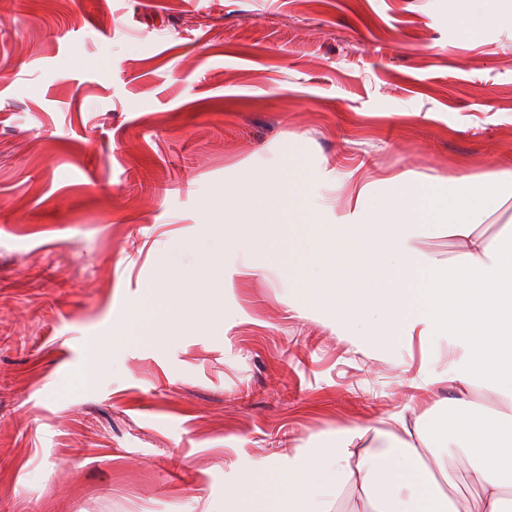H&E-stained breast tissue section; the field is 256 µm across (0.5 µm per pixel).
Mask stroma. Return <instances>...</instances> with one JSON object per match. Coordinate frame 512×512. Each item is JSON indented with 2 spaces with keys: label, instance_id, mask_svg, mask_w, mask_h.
<instances>
[{
  "label": "stroma",
  "instance_id": "35a3bbf8",
  "mask_svg": "<svg viewBox=\"0 0 512 512\" xmlns=\"http://www.w3.org/2000/svg\"><path fill=\"white\" fill-rule=\"evenodd\" d=\"M486 0H0V512H217L241 474L396 413L420 341L361 343L305 305L299 246L224 237L209 201L290 177L323 223L355 184L512 171V19ZM224 248L221 315L133 332L96 387L97 337L164 322Z\"/></svg>",
  "mask_w": 512,
  "mask_h": 512
}]
</instances>
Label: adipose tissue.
Wrapping results in <instances>:
<instances>
[{"label": "adipose tissue", "instance_id": "adipose-tissue-1", "mask_svg": "<svg viewBox=\"0 0 512 512\" xmlns=\"http://www.w3.org/2000/svg\"><path fill=\"white\" fill-rule=\"evenodd\" d=\"M278 220L261 207L228 235L262 225V244L277 241L291 217L306 224L311 240L304 259L321 274L302 279L307 301L335 309L360 325L378 345L420 340L448 351V370L428 368V385L448 383L458 398L445 412L426 409L414 418L390 415L381 424L341 426L297 448L288 470L262 483L259 468L242 475L225 497L224 512H330L333 496L358 491L361 512H506L512 496V245L479 232L489 212L512 200V173L499 184L475 186L459 173L447 198L429 199L422 185L395 176L374 203L368 185L352 195L351 218L319 227L289 176L267 182ZM448 240V260L420 249L419 239ZM483 384L492 397L475 406L469 395ZM375 442L363 446L366 436ZM469 461L476 492L451 491L455 454Z\"/></svg>", "mask_w": 512, "mask_h": 512}]
</instances>
